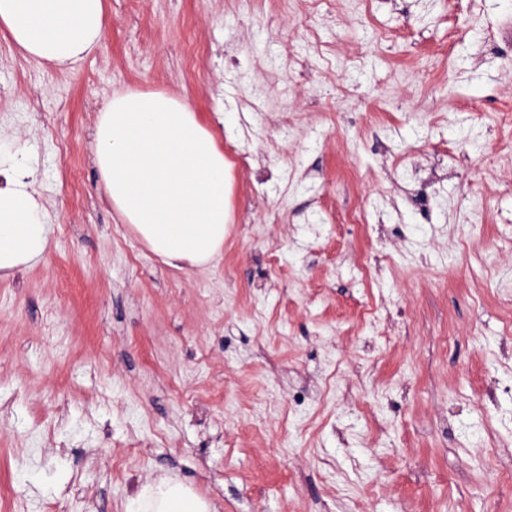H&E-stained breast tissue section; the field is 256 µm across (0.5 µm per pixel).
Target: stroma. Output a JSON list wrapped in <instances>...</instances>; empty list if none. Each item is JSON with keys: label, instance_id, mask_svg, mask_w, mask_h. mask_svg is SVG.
<instances>
[{"label": "stroma", "instance_id": "stroma-1", "mask_svg": "<svg viewBox=\"0 0 512 512\" xmlns=\"http://www.w3.org/2000/svg\"><path fill=\"white\" fill-rule=\"evenodd\" d=\"M0 31L49 247L0 277V512H512V0H104ZM220 128L224 251L164 264L92 162L113 94ZM361 223H353V213ZM0 25L25 57L71 69L100 46L103 0H0ZM161 498L157 501L154 510L152 508V486H147L141 496L132 498L126 504L125 512H204L205 505L197 498L185 493L178 484L163 483Z\"/></svg>", "mask_w": 512, "mask_h": 512}]
</instances>
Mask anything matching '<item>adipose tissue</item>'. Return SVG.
I'll list each match as a JSON object with an SVG mask.
<instances>
[{"mask_svg":"<svg viewBox=\"0 0 512 512\" xmlns=\"http://www.w3.org/2000/svg\"><path fill=\"white\" fill-rule=\"evenodd\" d=\"M0 25L26 57L70 69L99 47L103 0H0ZM93 163L117 213L165 264H204L224 247L228 167L214 132L181 97L114 95L95 125ZM0 274L39 260L49 245L44 205L23 164L0 157ZM125 512H205L179 485L130 499Z\"/></svg>","mask_w":512,"mask_h":512,"instance_id":"adipose-tissue-1","label":"adipose tissue"}]
</instances>
